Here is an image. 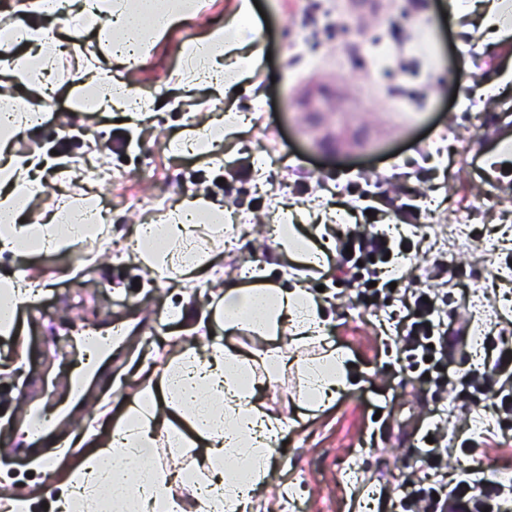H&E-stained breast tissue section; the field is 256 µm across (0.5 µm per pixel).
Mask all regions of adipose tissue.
Segmentation results:
<instances>
[{
	"label": "adipose tissue",
	"mask_w": 512,
	"mask_h": 512,
	"mask_svg": "<svg viewBox=\"0 0 512 512\" xmlns=\"http://www.w3.org/2000/svg\"><path fill=\"white\" fill-rule=\"evenodd\" d=\"M68 7L82 18L84 32L96 35L106 54L126 71L121 77L99 69L81 83L88 111L118 110L135 120L139 110L130 96L129 75L146 59L149 40L200 14L203 4L201 0H68ZM446 7L457 17L475 15L483 34L481 47L492 51L512 41V10L504 0H448ZM261 20L253 0H232L223 25L182 46L183 80L204 83L219 99L232 95L259 64L249 36ZM62 41L59 34L39 26L17 24L0 30L1 46L24 48L11 61V82L27 90H44ZM37 121V112L0 108V253L20 260L90 239L91 228L100 220L95 203L86 197L31 217V203L47 192L43 173L62 164L43 149H16V137ZM247 122V117L231 111L204 134L173 139L172 147L177 152H209L233 139ZM229 220L223 204L207 193L188 194L167 211L162 223L144 225L143 243L131 258L153 277L193 287L199 278L210 280L224 273L220 256L200 242L202 225L218 234ZM295 220L291 207H283L279 249L292 261L316 265L320 249L299 232ZM33 292V282L0 275L1 335L14 331L15 314ZM218 303L225 331L246 330L263 339L285 334L294 342L320 344V355L299 368L301 406L322 409L347 383L345 359L324 336L325 302L306 282L297 280L287 288L266 284L233 288ZM255 364L254 353L217 343L202 354L184 346L168 356L160 377V399L134 398L108 434L88 425L74 440L82 450L79 459L64 467L52 465L60 481L52 512H100L104 505L112 512H222L228 501L236 502L237 512H258L270 483L269 445L281 435L283 423L256 397L260 379ZM176 441L194 449L189 467L152 466L159 444Z\"/></svg>",
	"instance_id": "ef3b65f1"
}]
</instances>
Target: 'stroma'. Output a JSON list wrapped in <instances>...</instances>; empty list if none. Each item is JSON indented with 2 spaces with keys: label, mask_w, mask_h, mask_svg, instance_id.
Listing matches in <instances>:
<instances>
[{
  "label": "stroma",
  "mask_w": 512,
  "mask_h": 512,
  "mask_svg": "<svg viewBox=\"0 0 512 512\" xmlns=\"http://www.w3.org/2000/svg\"><path fill=\"white\" fill-rule=\"evenodd\" d=\"M266 24L253 40L268 53L250 86L238 93L247 113L245 131L211 154L179 156L169 148L186 128L219 117L223 102L207 87L182 91L172 76L180 70L183 43L220 25L227 0H214L198 19L156 40L134 80L144 96L164 108L131 124L119 112L77 109L73 88L92 64L112 67L97 40L86 36L62 54L63 83L51 112L15 141L18 150H60L66 160L96 156L112 174V222L94 244L37 253L25 261L0 256V273L40 281L42 288L19 311L17 336L0 338V429L22 411L23 398L41 400L55 388L57 406L72 355L67 339L87 327L119 332L112 352L88 391L93 412L79 410L76 423L59 426L55 441L19 453L0 436V493L37 498L45 512L57 491L42 468L44 458L67 453L76 425L89 415L121 419L139 386V369L154 370L173 342L203 345L206 335L264 356L283 339L225 335L210 307L213 283L191 288L152 278L129 259V247L144 222L160 223L182 196L204 190L248 223L234 227L237 242L223 237L206 244L224 253L223 288H246L243 269L262 272L264 283L287 286L294 264L272 241L280 202L324 208L364 195L388 213L393 232L420 237L412 271L423 281L435 272L438 254L457 248L453 226L465 224L468 253L452 264L457 285L443 305L448 323V359L457 375L481 364L483 331L512 344V286L495 278L490 257L512 253V182L489 193L474 159L507 127L500 100L473 97L512 45L476 53L482 35L466 16L444 15L442 0H258ZM254 163L253 176L225 178L224 166L238 157ZM422 201L420 227L410 226L405 205ZM322 289L328 306L326 334L353 365L355 382L324 409L297 403L296 371L270 373L263 393L268 411L287 421L284 449L272 453L271 506L285 512L293 490L307 512H392L390 502L415 465L422 437L436 422L448 426V475L478 465L489 474L512 471V422L497 423L484 407L490 399H457L449 385L422 381L399 355L392 318L400 308L388 296L381 308L357 305L358 281L338 260L307 280ZM188 306L191 321L170 319V308ZM474 438L475 447L459 443ZM352 457L353 481L342 471Z\"/></svg>",
  "instance_id": "35a3bbf8"
}]
</instances>
